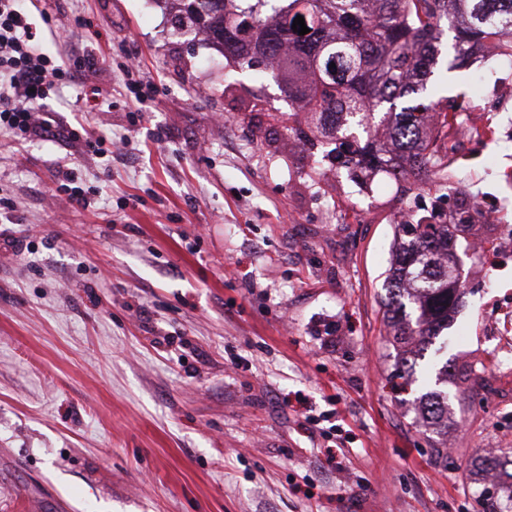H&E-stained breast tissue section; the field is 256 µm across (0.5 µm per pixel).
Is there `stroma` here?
<instances>
[{
    "instance_id": "1",
    "label": "stroma",
    "mask_w": 512,
    "mask_h": 512,
    "mask_svg": "<svg viewBox=\"0 0 512 512\" xmlns=\"http://www.w3.org/2000/svg\"><path fill=\"white\" fill-rule=\"evenodd\" d=\"M178 10L30 16L73 74L41 108L75 134L0 131V512H487L512 457V63L458 66L444 31L436 99L461 127L483 109L486 134L438 184L366 180L331 144L289 149L306 113L174 36ZM131 55L151 100L127 89ZM403 220L484 244L407 381L384 304ZM443 366L444 432L422 422ZM309 411L341 467L300 430Z\"/></svg>"
}]
</instances>
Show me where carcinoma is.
Wrapping results in <instances>:
<instances>
[{"label":"carcinoma","instance_id":"carcinoma-1","mask_svg":"<svg viewBox=\"0 0 512 512\" xmlns=\"http://www.w3.org/2000/svg\"><path fill=\"white\" fill-rule=\"evenodd\" d=\"M181 28L204 31L223 53L254 66L278 58L271 77L315 121L325 141L341 140L355 167L421 183L448 172L443 152L456 115L420 102L433 90L431 43L440 22L456 32V58L490 48L512 57V0H182ZM303 16L309 33L292 28ZM385 128L372 135L370 120ZM364 146L352 150L357 131ZM398 256L386 279L387 306L405 340L433 338L456 312L461 294L448 289V254L456 224L396 225ZM448 366L428 391L424 418L441 425L448 413Z\"/></svg>","mask_w":512,"mask_h":512}]
</instances>
